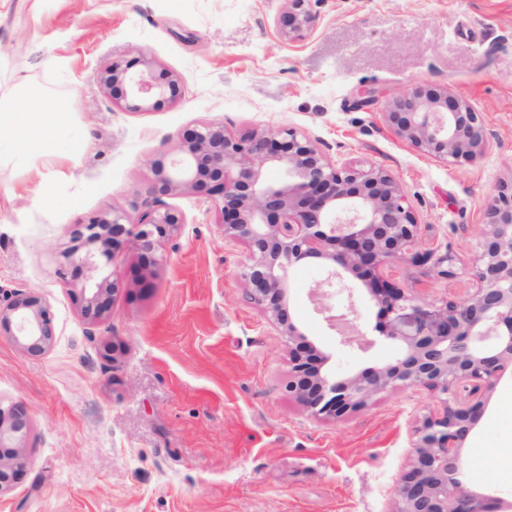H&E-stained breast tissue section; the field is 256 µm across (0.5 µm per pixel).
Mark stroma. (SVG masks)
<instances>
[{
  "mask_svg": "<svg viewBox=\"0 0 512 512\" xmlns=\"http://www.w3.org/2000/svg\"><path fill=\"white\" fill-rule=\"evenodd\" d=\"M303 42L277 33L284 0H8L0 8V84L17 77L68 101L74 154L19 170L0 166V303L36 292L55 336L30 356L0 335V407L25 409L23 479L0 512H392L424 417L425 389H393L339 422L318 420L287 390L288 347L247 300L243 244L225 239L212 203L166 198L185 219L144 266L125 248L106 268L120 289L104 320L85 324L56 260L78 222L132 212L150 163L210 121L234 135L294 128L342 163H373L402 186L431 245L451 246L454 273L409 260L391 278L432 302L461 301L489 200L512 178V0H316ZM179 76L181 100L113 107L100 72L139 56ZM418 82L482 113L485 152L451 165L385 124L387 95ZM320 266L289 276L293 321L348 377L392 359L338 345L311 291ZM120 350L101 357L103 340ZM512 376L464 445L465 487L512 504Z\"/></svg>",
  "mask_w": 512,
  "mask_h": 512,
  "instance_id": "obj_1",
  "label": "stroma"
}]
</instances>
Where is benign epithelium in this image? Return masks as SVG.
I'll use <instances>...</instances> for the list:
<instances>
[{"label": "benign epithelium", "mask_w": 512, "mask_h": 512, "mask_svg": "<svg viewBox=\"0 0 512 512\" xmlns=\"http://www.w3.org/2000/svg\"><path fill=\"white\" fill-rule=\"evenodd\" d=\"M287 2L278 30L296 43L315 28L317 15L312 0ZM100 81L112 104L129 111L172 104L183 93L179 77L156 71L144 55L108 63ZM383 118L411 147L447 164L471 162L487 147L481 113L427 83L393 97ZM268 166L280 169V180L264 178ZM151 171L143 208L134 215L103 212L78 223L72 245L62 253L59 278L85 273L75 302L87 325L105 318L119 290L102 275L100 258L109 263L131 243L143 263L156 264L155 243L184 223L163 198L186 194L209 200L221 214L224 238L247 249L242 277L250 303L286 337L292 364L288 392L313 417L339 421L396 388H424L438 398L441 411L418 429L393 512L501 509L491 495L465 489L462 448L497 384L512 374V180L501 183L487 205L472 268L477 288L463 301L438 304L406 294L385 276L408 257L448 277L455 256L448 247H426L403 188L381 166L336 162L293 128L236 137L222 122H205L185 132L173 152L154 159ZM309 262L322 268L312 298L332 328L349 317L355 290L366 291L378 309V337L357 329L339 340L362 350L378 339L391 343L397 352L389 362L347 378L325 369L328 356L287 310L289 272ZM53 319L39 295L18 294L0 307V335L27 354H41L52 343ZM29 432L22 408H0V491L24 473L18 443Z\"/></svg>", "instance_id": "obj_1"}]
</instances>
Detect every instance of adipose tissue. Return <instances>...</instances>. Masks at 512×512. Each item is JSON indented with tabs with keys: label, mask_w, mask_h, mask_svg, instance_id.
Instances as JSON below:
<instances>
[{
	"label": "adipose tissue",
	"mask_w": 512,
	"mask_h": 512,
	"mask_svg": "<svg viewBox=\"0 0 512 512\" xmlns=\"http://www.w3.org/2000/svg\"><path fill=\"white\" fill-rule=\"evenodd\" d=\"M66 130L65 113L26 80L0 95V164L19 167L69 157L75 143Z\"/></svg>",
	"instance_id": "1"
}]
</instances>
